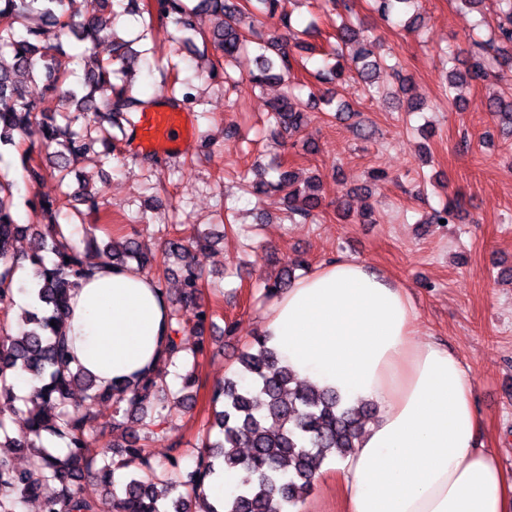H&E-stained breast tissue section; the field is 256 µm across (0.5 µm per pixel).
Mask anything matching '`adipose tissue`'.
Masks as SVG:
<instances>
[{"mask_svg":"<svg viewBox=\"0 0 512 512\" xmlns=\"http://www.w3.org/2000/svg\"><path fill=\"white\" fill-rule=\"evenodd\" d=\"M169 310L136 266L98 265L73 292V359L99 384L135 380L165 355ZM404 288L367 264L324 262L269 301L271 346L302 378L379 416L338 467L346 512H512V481L478 440L474 383L457 354L414 339Z\"/></svg>","mask_w":512,"mask_h":512,"instance_id":"ef3b65f1","label":"adipose tissue"}]
</instances>
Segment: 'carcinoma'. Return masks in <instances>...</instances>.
<instances>
[{"label": "carcinoma", "instance_id": "carcinoma-1", "mask_svg": "<svg viewBox=\"0 0 512 512\" xmlns=\"http://www.w3.org/2000/svg\"><path fill=\"white\" fill-rule=\"evenodd\" d=\"M282 0H90V7L77 20L68 11L66 0H0V144H15L14 137H36L45 148L59 147L48 154L47 163L57 172L60 186L66 185L70 164L94 146L102 147L103 159L115 150L112 127L136 126L134 117L143 111L145 101L132 94L139 70V59L130 43L119 36L115 24L117 8L132 11L149 30L154 16L172 19L179 33L201 36L203 42L219 50L227 61L247 57L259 46L256 67L235 76L224 72V82L245 77L252 84H282L298 64L294 50L305 51L303 42L291 43L294 34L291 15L278 13ZM340 14L336 25V46L324 53L317 79L332 84L355 76L365 90L372 88L380 59L373 41L363 34L351 17L350 0H327ZM373 8L386 17H400L419 0H371ZM498 22L493 37L472 39L465 70L450 71L448 89L462 83H479L500 63L504 48L512 47V0H496ZM278 18L285 33L264 37L256 30L258 17ZM52 26L83 44L80 55L82 74L72 81V72L62 68L58 56L63 44L42 45L45 27ZM111 38L107 59L96 53L102 32ZM304 85L289 87L270 104L274 130L290 135L303 127L304 113L298 95ZM488 110L512 129V99L489 101ZM46 168L24 151L23 181L38 184ZM276 178L261 177L245 183L256 196L283 193L288 212L302 221L315 216L321 207L320 181L304 187L295 184L291 171L275 169ZM17 182L0 172V409L12 405L17 396L8 376L21 370L38 382L28 399L27 430L14 437L0 416V447L31 448L26 466L18 468L0 457V512H18L19 506L38 498L42 488L55 485L54 494L45 498L43 512H217L202 493L206 479L215 473V463L223 471H240L237 490L224 498L222 512H295L311 493L322 466L329 460H343L358 447L362 422L375 412V406H343L331 389H319L299 379L284 364L265 335H257L238 357L235 377L211 389L214 420L207 428L195 468L182 474L183 452L159 463L137 436L108 442L96 459L87 453L86 438L93 433L113 435L124 431L125 420L137 416L147 432L162 426L167 416L150 415L148 397L160 393L161 409H189L195 401L193 389L200 387L195 368L181 375L179 391L169 389L163 368L186 361L182 333L203 334L213 322V307L202 301L203 284L191 261V248L207 247L203 234L190 245L174 232H166L162 255H157L136 237L112 243L111 249L97 244L89 233L84 246L72 239V231L59 222L65 202L74 200L97 207L99 189L92 183L59 197L39 202L41 229L28 260L33 266L35 294L40 308L27 313L17 330L10 318L13 298V272L18 258L13 243L23 231L14 210ZM459 202L451 201L433 212L429 224L444 220L454 223ZM175 258L183 271L182 288L176 298L165 295L170 318L167 356L152 373L121 386L103 388L80 367L72 366L63 316L69 311L72 288L100 263L128 266L135 263L145 271L163 269ZM305 266L301 259L283 267L281 275L264 286L268 299L288 288L294 270ZM203 351L198 346L190 351ZM99 402L115 407L112 422L100 424L94 412ZM217 438H211L212 430ZM64 441L63 452L55 454L35 443L42 433ZM94 476L102 494L84 491L82 480Z\"/></svg>", "mask_w": 512, "mask_h": 512}]
</instances>
